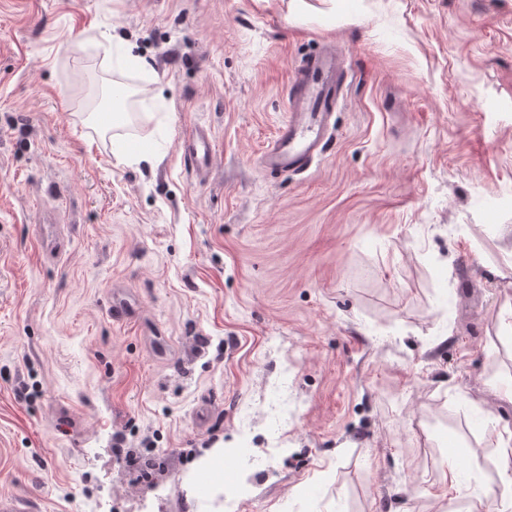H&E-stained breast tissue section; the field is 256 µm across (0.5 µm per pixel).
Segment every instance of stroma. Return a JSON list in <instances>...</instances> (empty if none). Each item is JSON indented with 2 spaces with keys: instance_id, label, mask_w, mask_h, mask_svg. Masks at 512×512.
I'll return each instance as SVG.
<instances>
[{
  "instance_id": "obj_1",
  "label": "stroma",
  "mask_w": 512,
  "mask_h": 512,
  "mask_svg": "<svg viewBox=\"0 0 512 512\" xmlns=\"http://www.w3.org/2000/svg\"><path fill=\"white\" fill-rule=\"evenodd\" d=\"M117 39L149 98L103 137L85 96L111 111ZM331 43L324 155L263 173ZM198 124L204 175L180 148ZM511 304L512 0H0V498L188 512L220 448L233 512H467L512 430ZM451 452L475 464L456 490Z\"/></svg>"
}]
</instances>
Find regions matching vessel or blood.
Segmentation results:
<instances>
[{
	"label": "vessel or blood",
	"instance_id": "vessel-or-blood-1",
	"mask_svg": "<svg viewBox=\"0 0 512 512\" xmlns=\"http://www.w3.org/2000/svg\"><path fill=\"white\" fill-rule=\"evenodd\" d=\"M344 85L342 52L324 48L308 58L288 89V118L261 155L265 171L300 175L311 168L327 145L329 116ZM214 151L213 136L201 127L193 128L182 143L185 161L196 169L207 168Z\"/></svg>",
	"mask_w": 512,
	"mask_h": 512
}]
</instances>
